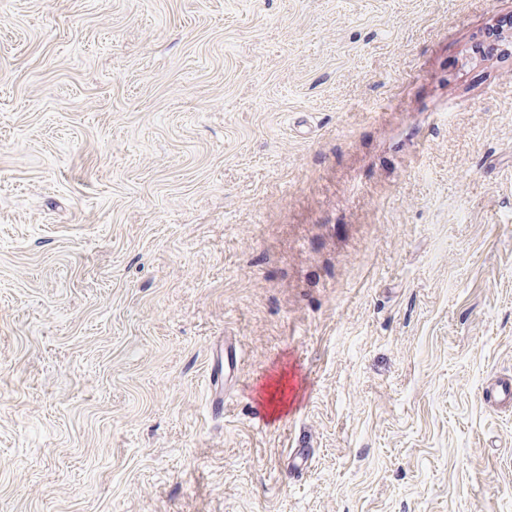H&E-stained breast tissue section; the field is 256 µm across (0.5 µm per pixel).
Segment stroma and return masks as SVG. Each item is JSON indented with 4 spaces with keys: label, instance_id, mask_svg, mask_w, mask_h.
<instances>
[{
    "label": "stroma",
    "instance_id": "1",
    "mask_svg": "<svg viewBox=\"0 0 512 512\" xmlns=\"http://www.w3.org/2000/svg\"><path fill=\"white\" fill-rule=\"evenodd\" d=\"M498 377L512 0H0V512H512ZM483 397L495 409L512 407V379L498 378L486 387Z\"/></svg>",
    "mask_w": 512,
    "mask_h": 512
}]
</instances>
